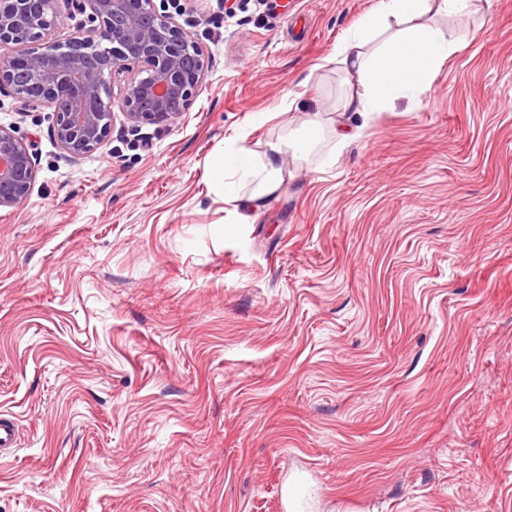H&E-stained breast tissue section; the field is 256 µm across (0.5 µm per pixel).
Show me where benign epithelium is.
Returning <instances> with one entry per match:
<instances>
[{"instance_id": "obj_1", "label": "benign epithelium", "mask_w": 512, "mask_h": 512, "mask_svg": "<svg viewBox=\"0 0 512 512\" xmlns=\"http://www.w3.org/2000/svg\"><path fill=\"white\" fill-rule=\"evenodd\" d=\"M76 2L86 20L62 44L52 38L55 0H0V91L27 108L52 107L53 136L74 159L106 142L116 105L134 128L174 124L207 71L201 46L154 0ZM35 178L29 145L0 125V207L23 202Z\"/></svg>"}]
</instances>
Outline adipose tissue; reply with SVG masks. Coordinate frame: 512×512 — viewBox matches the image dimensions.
<instances>
[{
	"instance_id": "obj_1",
	"label": "adipose tissue",
	"mask_w": 512,
	"mask_h": 512,
	"mask_svg": "<svg viewBox=\"0 0 512 512\" xmlns=\"http://www.w3.org/2000/svg\"><path fill=\"white\" fill-rule=\"evenodd\" d=\"M491 6L492 0H377L374 10L323 60L324 67L340 73L345 85L332 128L310 118L300 130L269 143L261 154L227 140L222 164L225 201L258 210L285 181L284 153L308 159L328 133L338 146H347L360 135V119L430 88L440 67L459 49L454 32L436 23L435 15Z\"/></svg>"
}]
</instances>
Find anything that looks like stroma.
Returning <instances> with one entry per match:
<instances>
[{
  "label": "stroma",
  "instance_id": "obj_1",
  "mask_svg": "<svg viewBox=\"0 0 512 512\" xmlns=\"http://www.w3.org/2000/svg\"><path fill=\"white\" fill-rule=\"evenodd\" d=\"M439 16L430 89L236 221L215 160L322 111L376 0H155L201 45L167 127L79 159L0 93L36 179L0 208V512H512V0ZM294 109L281 111L282 100ZM333 165H326L328 155ZM19 425L8 413H0V459L8 457L18 445Z\"/></svg>",
  "mask_w": 512,
  "mask_h": 512
}]
</instances>
